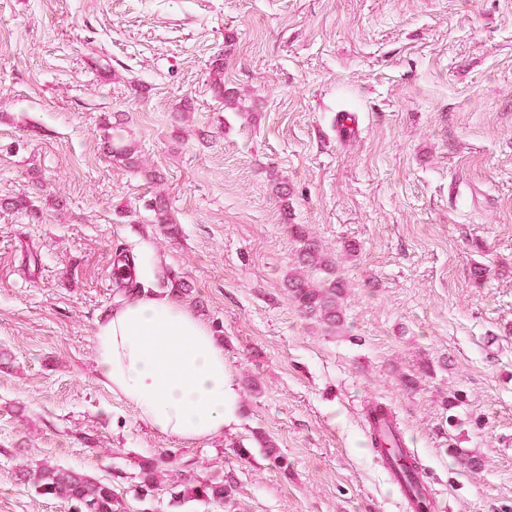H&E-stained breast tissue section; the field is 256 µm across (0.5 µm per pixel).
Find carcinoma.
<instances>
[{
    "label": "carcinoma",
    "mask_w": 512,
    "mask_h": 512,
    "mask_svg": "<svg viewBox=\"0 0 512 512\" xmlns=\"http://www.w3.org/2000/svg\"><path fill=\"white\" fill-rule=\"evenodd\" d=\"M295 237L302 242L299 262L304 266H324L327 259L318 246L305 237L301 226L293 228ZM287 288L300 311L318 317L331 326L341 324L340 299L345 283L336 278L325 287L317 288L301 274L288 278ZM177 467V458L169 455L163 460L150 461L140 465L141 488L149 492L158 483L157 475L172 471ZM23 478L36 491L43 495L69 502L72 512H121V504L112 493V483L94 479L78 470L40 463L22 470ZM180 490L172 493L176 502L185 499L201 502H224V480L220 478L204 479L183 472L180 474Z\"/></svg>",
    "instance_id": "carcinoma-1"
}]
</instances>
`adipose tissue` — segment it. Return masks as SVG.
<instances>
[{"instance_id": "1", "label": "adipose tissue", "mask_w": 512, "mask_h": 512, "mask_svg": "<svg viewBox=\"0 0 512 512\" xmlns=\"http://www.w3.org/2000/svg\"><path fill=\"white\" fill-rule=\"evenodd\" d=\"M94 357L101 383L166 437L211 439L239 410L210 326L172 296L128 294L97 323Z\"/></svg>"}]
</instances>
